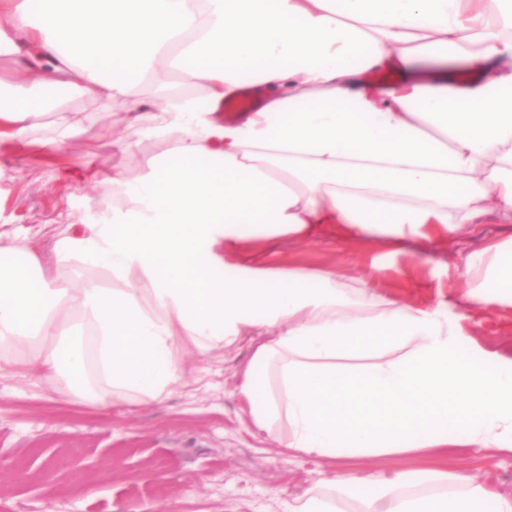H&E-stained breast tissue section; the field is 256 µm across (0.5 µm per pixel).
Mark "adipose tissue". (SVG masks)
I'll use <instances>...</instances> for the list:
<instances>
[{
  "mask_svg": "<svg viewBox=\"0 0 512 512\" xmlns=\"http://www.w3.org/2000/svg\"><path fill=\"white\" fill-rule=\"evenodd\" d=\"M0 55L17 63L0 148L42 112L40 148L76 138L80 97L131 112L160 146L134 180L58 170L98 191L103 223L70 222L48 253L0 238V380L107 415L255 337L237 396L285 454L512 452V356L446 299L241 256L284 235L425 253L489 217L509 236L466 258L465 305L512 307V0H0ZM454 60L472 82L449 81ZM173 70L185 93L170 94ZM149 78L158 100L139 96ZM247 86L258 104L225 111ZM363 482L357 512H512L464 469L326 476L289 512H342Z\"/></svg>",
  "mask_w": 512,
  "mask_h": 512,
  "instance_id": "obj_1",
  "label": "adipose tissue"
}]
</instances>
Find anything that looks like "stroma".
Returning a JSON list of instances; mask_svg holds the SVG:
<instances>
[{"instance_id": "obj_1", "label": "stroma", "mask_w": 512, "mask_h": 512, "mask_svg": "<svg viewBox=\"0 0 512 512\" xmlns=\"http://www.w3.org/2000/svg\"><path fill=\"white\" fill-rule=\"evenodd\" d=\"M84 117L82 134L62 145L54 159L38 150L0 159V234L39 230L44 251L70 219L98 209V195L54 177L52 161L120 167L139 176L159 145L132 125L127 113L84 97L72 103ZM109 126L115 139L102 137ZM134 142L121 151L116 141ZM495 224L429 255L397 254L380 244L327 239L303 245L284 238L266 241L257 253L271 266L338 270L345 287L379 275L382 290L417 302L437 293L453 297L464 288L469 252L498 237ZM467 315L482 346L512 354V308L477 307ZM252 356L250 345L225 351L208 369L188 372L162 402L99 418L92 407L67 405L46 386L26 380L0 383V512H156L161 501L176 512H288L293 499L321 479L311 457L290 458L256 430L236 396L238 372ZM462 466L493 491L512 494V453L472 455L466 448L340 459L338 474Z\"/></svg>"}]
</instances>
